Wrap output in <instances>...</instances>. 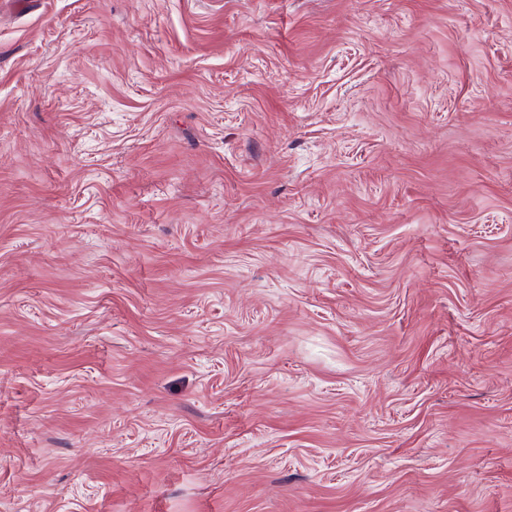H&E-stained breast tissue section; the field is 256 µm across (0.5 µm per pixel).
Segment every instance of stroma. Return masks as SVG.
Segmentation results:
<instances>
[{
  "label": "stroma",
  "instance_id": "1",
  "mask_svg": "<svg viewBox=\"0 0 512 512\" xmlns=\"http://www.w3.org/2000/svg\"><path fill=\"white\" fill-rule=\"evenodd\" d=\"M0 512H512V0H0Z\"/></svg>",
  "mask_w": 512,
  "mask_h": 512
}]
</instances>
